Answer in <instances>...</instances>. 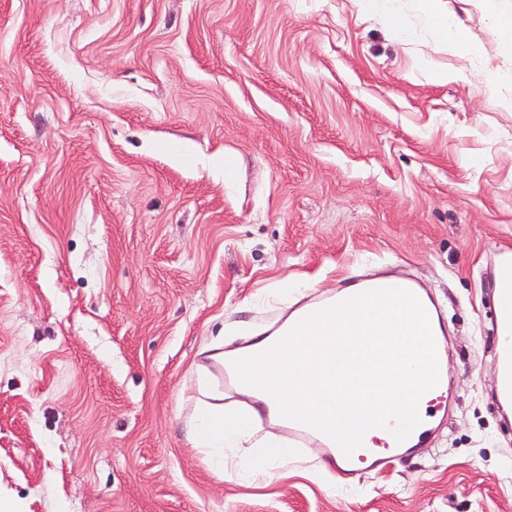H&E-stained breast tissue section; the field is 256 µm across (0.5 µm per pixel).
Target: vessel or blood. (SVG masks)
I'll list each match as a JSON object with an SVG mask.
<instances>
[{"label":"vessel or blood","instance_id":"vessel-or-blood-1","mask_svg":"<svg viewBox=\"0 0 512 512\" xmlns=\"http://www.w3.org/2000/svg\"><path fill=\"white\" fill-rule=\"evenodd\" d=\"M495 301L496 317L494 330L500 340L496 354V394L499 401L512 406V251L498 255L495 264ZM349 288L339 289L335 295L316 299L301 307L289 316V326H296L311 313L339 303L350 296ZM428 412L426 420L413 431L404 442H396L393 437H386L379 448L366 451L358 448L352 453H344L339 445L326 434L291 419L281 418L278 410L260 409L259 414L265 418L279 421L282 431L295 448L321 449L324 459L331 471L337 476L348 477L358 474L363 464H370L372 469L383 470L393 462L401 460L408 449L423 445L431 432L434 421L443 420L448 414V376L440 374L438 385L428 392Z\"/></svg>","mask_w":512,"mask_h":512}]
</instances>
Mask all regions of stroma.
I'll return each instance as SVG.
<instances>
[{"label":"stroma","instance_id":"stroma-1","mask_svg":"<svg viewBox=\"0 0 512 512\" xmlns=\"http://www.w3.org/2000/svg\"><path fill=\"white\" fill-rule=\"evenodd\" d=\"M452 6L484 56L415 0L404 41L360 0H0V512H512V54ZM380 274L439 309L445 424L346 479L256 422L216 471L209 344ZM451 0H421V10L428 19L437 46L470 56L480 54L481 49L468 42L465 25L450 3ZM496 317L494 330L500 339L496 354V394L512 406V251H504L495 264Z\"/></svg>","mask_w":512,"mask_h":512}]
</instances>
